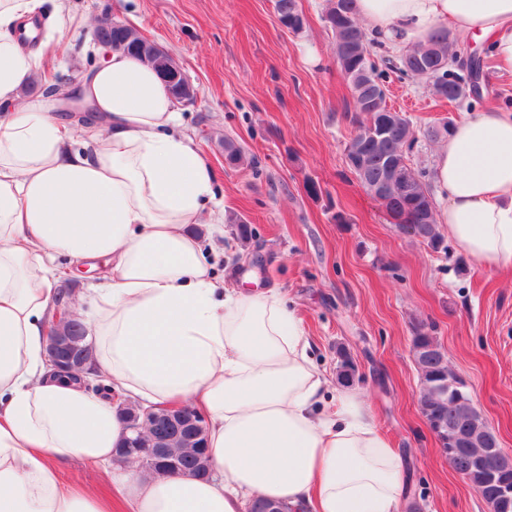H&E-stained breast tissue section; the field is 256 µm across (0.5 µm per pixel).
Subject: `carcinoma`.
Instances as JSON below:
<instances>
[{
    "label": "carcinoma",
    "instance_id": "obj_1",
    "mask_svg": "<svg viewBox=\"0 0 512 512\" xmlns=\"http://www.w3.org/2000/svg\"><path fill=\"white\" fill-rule=\"evenodd\" d=\"M324 20L335 37L336 62L343 77L356 91L355 109L359 126L368 127L379 122L380 114L389 111L386 105L387 70L375 59L373 44L368 40L354 11V0H327ZM275 12L279 23L293 32L303 29V15L297 0H275ZM144 42L139 32L129 26L112 28V44L126 50L135 43ZM481 70L480 62L463 61L453 50L448 31H436L425 45L406 51L396 71L400 77H425L431 81L433 93L450 102L466 97L468 82L473 72ZM418 138L411 136L406 125L394 123L388 126L377 141L365 143L362 158L356 166L350 167L366 191L385 182L390 176V163L397 156L405 160L413 151ZM406 171L415 186V199L400 195L378 198L386 210L396 219L400 232L419 239L427 246L443 242L434 215V206L426 183V171L406 166ZM67 315L60 329L71 334L84 332V321L74 307L66 306ZM415 362L421 374L419 394L424 396L428 409L443 423L460 425L467 429L471 448H482L481 439L486 431L484 421L474 412L457 406L448 396L437 392L444 381L456 378L448 365V357L441 345L423 327L415 330L413 336ZM198 446L188 433L170 440L166 447L179 449L178 461L188 469L198 468V476H205V467L198 465V458L190 449Z\"/></svg>",
    "mask_w": 512,
    "mask_h": 512
}]
</instances>
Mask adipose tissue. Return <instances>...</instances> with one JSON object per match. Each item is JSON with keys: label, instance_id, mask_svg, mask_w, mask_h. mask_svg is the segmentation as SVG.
<instances>
[{"label": "adipose tissue", "instance_id": "ef3b65f1", "mask_svg": "<svg viewBox=\"0 0 512 512\" xmlns=\"http://www.w3.org/2000/svg\"><path fill=\"white\" fill-rule=\"evenodd\" d=\"M44 0H0V512H112L63 488L73 458L104 470L124 512H398L405 473L369 405L330 394L312 343L277 288L230 290L192 225L214 174L173 99L136 56L102 49L84 85L98 121L77 131L21 92L42 69L19 22ZM368 38L397 51L449 26L512 73V0H355ZM439 221L482 270H512V110L458 122L437 152ZM106 272L78 299L113 391L207 418L210 474L141 478L112 468L126 434L110 400L53 375L45 319L56 259Z\"/></svg>", "mask_w": 512, "mask_h": 512}]
</instances>
